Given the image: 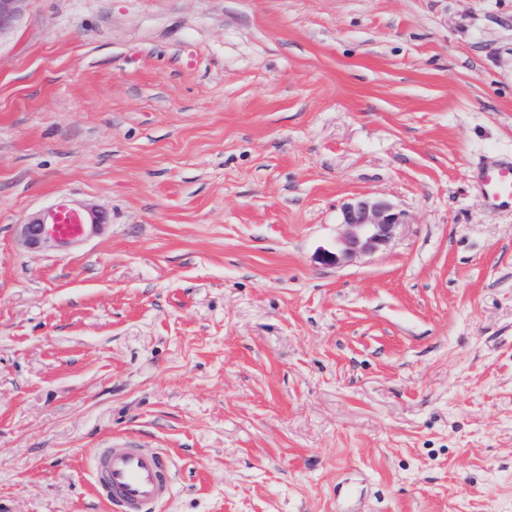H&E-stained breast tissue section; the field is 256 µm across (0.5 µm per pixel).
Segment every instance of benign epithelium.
<instances>
[{
  "label": "benign epithelium",
  "mask_w": 512,
  "mask_h": 512,
  "mask_svg": "<svg viewBox=\"0 0 512 512\" xmlns=\"http://www.w3.org/2000/svg\"><path fill=\"white\" fill-rule=\"evenodd\" d=\"M26 0H0V34L8 30L23 11ZM408 223L407 215L383 197H363L346 203L341 209L342 233L336 238L333 250L318 254L321 263L340 265L354 258L385 250L397 236L401 226ZM21 234L31 246L47 245L66 248L76 240H62L53 224L43 218L22 225Z\"/></svg>",
  "instance_id": "benign-epithelium-1"
}]
</instances>
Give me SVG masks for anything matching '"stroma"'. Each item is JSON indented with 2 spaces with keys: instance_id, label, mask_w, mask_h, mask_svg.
Instances as JSON below:
<instances>
[{
  "instance_id": "stroma-1",
  "label": "stroma",
  "mask_w": 512,
  "mask_h": 512,
  "mask_svg": "<svg viewBox=\"0 0 512 512\" xmlns=\"http://www.w3.org/2000/svg\"><path fill=\"white\" fill-rule=\"evenodd\" d=\"M512 0H26L0 35V512H512ZM409 216L317 259L355 197ZM78 244L26 245L60 200ZM477 184L492 209H512V162L483 164L477 170ZM91 488L110 512H154L171 496L174 464L158 448L115 440L91 457Z\"/></svg>"
}]
</instances>
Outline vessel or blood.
Segmentation results:
<instances>
[{
	"label": "vessel or blood",
	"mask_w": 512,
	"mask_h": 512,
	"mask_svg": "<svg viewBox=\"0 0 512 512\" xmlns=\"http://www.w3.org/2000/svg\"><path fill=\"white\" fill-rule=\"evenodd\" d=\"M477 184L493 209H512V162L501 160L477 170ZM91 488L109 512H158L174 483L171 457L156 448L122 440L96 449L91 457Z\"/></svg>",
	"instance_id": "b4317fda"
}]
</instances>
